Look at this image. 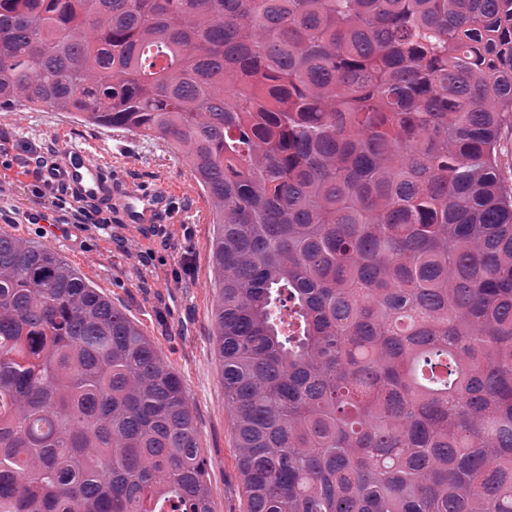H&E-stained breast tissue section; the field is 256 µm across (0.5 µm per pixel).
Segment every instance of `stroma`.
<instances>
[{
  "label": "stroma",
  "instance_id": "1",
  "mask_svg": "<svg viewBox=\"0 0 512 512\" xmlns=\"http://www.w3.org/2000/svg\"><path fill=\"white\" fill-rule=\"evenodd\" d=\"M71 145L94 151L132 186L159 185L169 193L171 222L123 224L117 212L102 209L111 233L74 223L50 247L134 320L180 375L216 512H246L212 320L211 204L186 164L161 140L80 124L64 112H0V232L43 240L42 225L26 213L60 210L54 193L38 189L35 162Z\"/></svg>",
  "mask_w": 512,
  "mask_h": 512
}]
</instances>
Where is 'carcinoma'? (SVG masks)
Returning a JSON list of instances; mask_svg holds the SVG:
<instances>
[{"instance_id":"obj_1","label":"carcinoma","mask_w":512,"mask_h":512,"mask_svg":"<svg viewBox=\"0 0 512 512\" xmlns=\"http://www.w3.org/2000/svg\"><path fill=\"white\" fill-rule=\"evenodd\" d=\"M32 106L210 200L247 512H512V0H0ZM0 512H215L178 373L5 232ZM503 155L501 156V174L506 187L512 189V119L501 131Z\"/></svg>"}]
</instances>
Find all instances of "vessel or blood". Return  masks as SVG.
<instances>
[{
	"label": "vessel or blood",
	"mask_w": 512,
	"mask_h": 512,
	"mask_svg": "<svg viewBox=\"0 0 512 512\" xmlns=\"http://www.w3.org/2000/svg\"><path fill=\"white\" fill-rule=\"evenodd\" d=\"M43 173L69 200L86 207H109L126 224H156L168 213V193L138 191L113 177L110 167L86 148H65L50 156Z\"/></svg>",
	"instance_id": "vessel-or-blood-1"
}]
</instances>
